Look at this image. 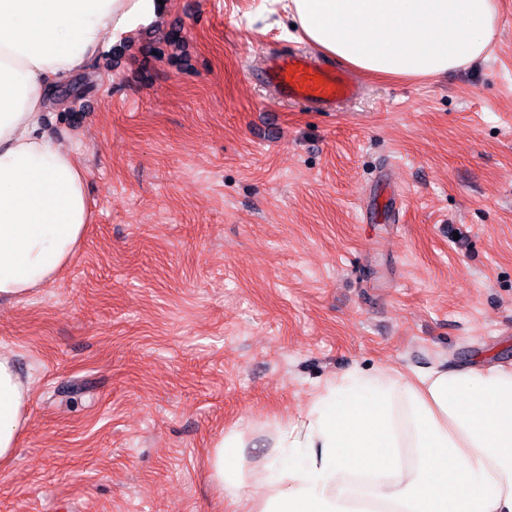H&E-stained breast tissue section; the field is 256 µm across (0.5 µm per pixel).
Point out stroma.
<instances>
[{"mask_svg":"<svg viewBox=\"0 0 512 512\" xmlns=\"http://www.w3.org/2000/svg\"><path fill=\"white\" fill-rule=\"evenodd\" d=\"M296 45L262 0H166L64 82L90 88L46 129L79 151L91 222L0 304L30 383L0 512H219L215 440L244 432L258 462L326 379L512 364V0L488 59L361 76L337 112L257 81Z\"/></svg>","mask_w":512,"mask_h":512,"instance_id":"obj_1","label":"stroma"}]
</instances>
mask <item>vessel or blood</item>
<instances>
[{"label": "vessel or blood", "instance_id": "b4317fda", "mask_svg": "<svg viewBox=\"0 0 512 512\" xmlns=\"http://www.w3.org/2000/svg\"><path fill=\"white\" fill-rule=\"evenodd\" d=\"M262 77L282 99L300 102L317 112L337 111L356 100L361 84L343 66L328 67L310 52L291 49L267 55Z\"/></svg>", "mask_w": 512, "mask_h": 512}]
</instances>
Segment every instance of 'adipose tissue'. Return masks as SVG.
<instances>
[{
	"label": "adipose tissue",
	"mask_w": 512,
	"mask_h": 512,
	"mask_svg": "<svg viewBox=\"0 0 512 512\" xmlns=\"http://www.w3.org/2000/svg\"><path fill=\"white\" fill-rule=\"evenodd\" d=\"M324 54L372 77L422 78L487 58L500 0H263ZM159 0H0V301L55 279L90 220L78 151L47 135L46 100L107 44L158 24ZM29 387L0 352V462ZM215 442L209 480L249 512H512V368L353 369L276 424L246 468Z\"/></svg>",
	"instance_id": "ef3b65f1"
}]
</instances>
